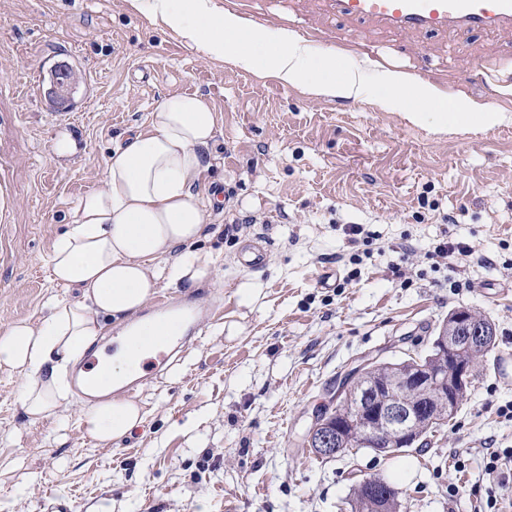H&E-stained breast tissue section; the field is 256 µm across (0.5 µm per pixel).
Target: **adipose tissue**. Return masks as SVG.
Here are the masks:
<instances>
[{
	"instance_id": "adipose-tissue-1",
	"label": "adipose tissue",
	"mask_w": 512,
	"mask_h": 512,
	"mask_svg": "<svg viewBox=\"0 0 512 512\" xmlns=\"http://www.w3.org/2000/svg\"><path fill=\"white\" fill-rule=\"evenodd\" d=\"M128 8L161 22L212 62L272 78L311 97H358L366 88L357 70L337 74L336 60L323 57L309 70L311 47L295 33L253 28L243 32L238 17L218 11L211 0H125ZM371 102L383 111H401L413 124L435 134L466 125L488 126L512 119L507 112H483L466 100L451 112L435 111L436 90L413 86L410 99L397 94L410 85L386 70ZM218 114L198 94L162 97L145 121L112 146L104 185L81 197L48 253L50 278L75 288L79 300L49 297L38 321L21 319L0 332V371L19 373L24 383L16 400L30 419L52 414L69 403L67 374L101 336L105 322L136 324L116 356L102 358L109 378L136 374L148 357L146 336H175V325L139 324L137 315L159 282L199 283L211 259L196 250L207 214L195 192L207 168ZM86 430L101 443L129 435L144 418L139 402L109 399L88 406Z\"/></svg>"
}]
</instances>
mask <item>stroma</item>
<instances>
[{
  "instance_id": "stroma-1",
  "label": "stroma",
  "mask_w": 512,
  "mask_h": 512,
  "mask_svg": "<svg viewBox=\"0 0 512 512\" xmlns=\"http://www.w3.org/2000/svg\"><path fill=\"white\" fill-rule=\"evenodd\" d=\"M253 9L255 27L328 32L337 54L362 62L368 90L384 69L439 67V96L512 113L510 39L407 36L328 14L319 0ZM363 44L379 60L359 58ZM467 57L483 70L454 86ZM61 64L80 76L64 107L48 94ZM173 91L208 98L220 116L197 188L208 214L197 248L212 260L200 287L224 311L205 319L175 372L139 385L143 423L108 444L86 434V401L30 420L16 402L22 376L0 372V512H43L49 489L76 512H349L353 486L370 477L397 488L401 512H484L492 497L512 512V463L484 470L490 452L512 448L501 413L512 362L495 366L512 355V123L432 136L365 100L313 99L216 66L123 0H0V175L15 202L0 223V331L44 316L49 296L77 299L51 282L50 245L75 202L102 187L114 141ZM62 108L72 114L64 124ZM65 135L77 145L70 156L54 150ZM215 190L223 208L207 204ZM351 224L373 232L384 255L354 262ZM259 238L268 260L246 270L240 253ZM442 238L472 245L477 262L453 271L430 259ZM458 309L488 319L495 345L428 445L389 457L309 452L312 416L354 362L425 352Z\"/></svg>"
}]
</instances>
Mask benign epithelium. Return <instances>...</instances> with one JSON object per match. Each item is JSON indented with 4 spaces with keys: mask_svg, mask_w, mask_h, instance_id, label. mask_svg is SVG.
Instances as JSON below:
<instances>
[{
    "mask_svg": "<svg viewBox=\"0 0 512 512\" xmlns=\"http://www.w3.org/2000/svg\"><path fill=\"white\" fill-rule=\"evenodd\" d=\"M488 338V328L475 314L458 310L441 324L427 352H406L383 383L369 379L378 359H363L338 389L351 405L350 413L343 417L331 408L319 412L308 429L307 444L323 457L338 454L349 440L357 448H374L386 456L397 448L421 446L426 431L454 416L472 383L470 349ZM409 392L418 398L407 401ZM435 398L448 402V414L435 407Z\"/></svg>",
    "mask_w": 512,
    "mask_h": 512,
    "instance_id": "obj_1",
    "label": "benign epithelium"
}]
</instances>
